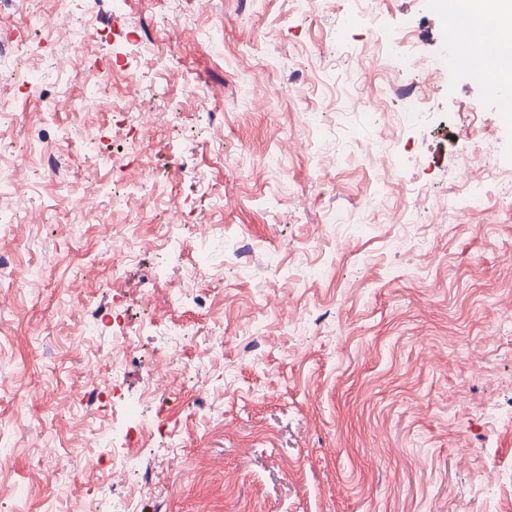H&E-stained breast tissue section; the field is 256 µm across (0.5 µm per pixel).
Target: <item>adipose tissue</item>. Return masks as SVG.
Instances as JSON below:
<instances>
[{
  "instance_id": "1",
  "label": "adipose tissue",
  "mask_w": 512,
  "mask_h": 512,
  "mask_svg": "<svg viewBox=\"0 0 512 512\" xmlns=\"http://www.w3.org/2000/svg\"><path fill=\"white\" fill-rule=\"evenodd\" d=\"M454 38L463 44L479 40L486 89L512 81V53L505 51L512 42V0H461Z\"/></svg>"
}]
</instances>
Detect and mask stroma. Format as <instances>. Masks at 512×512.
I'll list each match as a JSON object with an SVG mask.
<instances>
[{"label": "stroma", "mask_w": 512, "mask_h": 512, "mask_svg": "<svg viewBox=\"0 0 512 512\" xmlns=\"http://www.w3.org/2000/svg\"><path fill=\"white\" fill-rule=\"evenodd\" d=\"M391 29L408 30L422 56L456 52L435 0H377ZM91 19L94 54L71 58L59 41L39 42L25 14L0 11V29L33 43L32 81L46 97L81 99L112 64V94L139 75L137 101L149 119L147 165L157 204L133 201L145 243L120 276L100 258L123 233L85 223L87 195L107 211L112 172L71 154L68 136L90 129L101 152L137 178L125 128L111 102L90 113H47L0 74L14 125L0 127V154L22 159L46 146L65 154L64 180L0 168V205L25 201L0 228V255L14 280L40 273L29 295L0 290V512H85L99 477L80 473L84 454H111L136 419L156 437L128 457L121 493L138 512H490L512 500V186L492 189L488 209L456 212L464 179L459 149L473 141L485 167L512 169V121L465 69L426 78L411 69L426 116L402 120L400 99L368 54L378 30L351 0L305 10L297 0H70ZM144 18L155 55L135 57L127 24ZM207 45L195 42L197 34ZM359 88L374 101L355 113ZM208 92L197 106L195 91ZM175 115L156 113L159 98ZM377 147L376 164L364 154ZM222 187L223 207L195 182ZM180 200L182 247L157 249L165 200ZM213 227L206 253L191 248L195 215ZM72 226L59 239L56 224ZM402 224H439L437 234L402 235ZM201 267L203 298L171 302V283ZM153 289L154 305L137 304ZM128 304L139 335L107 407V440L87 439L80 359L107 352L112 332L91 337L90 309ZM192 328L176 357L165 325ZM223 329V347L209 336ZM167 390L144 402L146 381ZM206 389L209 406L197 398ZM175 430L182 464L168 467L162 435ZM164 478L166 500L140 485Z\"/></svg>", "instance_id": "35a3bbf8"}]
</instances>
